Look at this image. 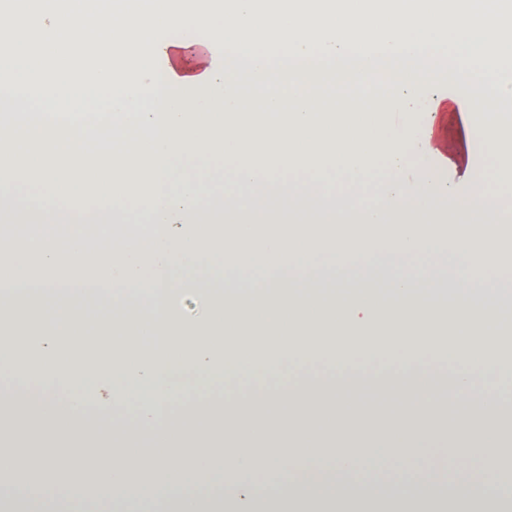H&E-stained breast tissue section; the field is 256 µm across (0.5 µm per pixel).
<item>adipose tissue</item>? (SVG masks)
I'll return each instance as SVG.
<instances>
[{"instance_id":"adipose-tissue-1","label":"adipose tissue","mask_w":512,"mask_h":512,"mask_svg":"<svg viewBox=\"0 0 512 512\" xmlns=\"http://www.w3.org/2000/svg\"><path fill=\"white\" fill-rule=\"evenodd\" d=\"M268 17L276 21L272 42ZM178 19L208 29V40L163 39ZM452 54L471 102L445 93L425 99ZM43 67L47 107L68 87L69 101H93L88 125L110 134L91 149L69 126L49 121L48 176L65 200L194 203L200 189L183 177L179 158L221 155L234 161V183L251 188L250 203L280 209L284 227L258 240L77 241L35 260L45 268L74 263L78 275L69 279H36L27 257L0 269L15 296L0 303V316L14 317L13 332L27 338L33 356L48 358L56 347L55 334L33 317L60 312L75 354H107L113 376L153 395L141 418L151 445L131 466L126 449L113 444L117 424L87 421L81 393L60 404L42 391H1L0 409L21 414L43 439V461L34 466L0 438V472L30 492L28 512H42L45 492L56 493V512H73L64 479L84 473L105 495L127 501L154 490L155 512H476L469 499L425 489L426 472L405 463L433 443L452 455L475 448L497 458L512 447V433L497 427L512 365L495 355L499 336L512 331V319L500 314L512 306V289L488 285L512 269V225L500 221V197L478 203L429 171L408 172L399 142L424 101L422 153L464 155L476 124L512 179V0H43ZM354 97L361 106L347 108ZM329 160L350 186L383 165L380 203L358 208L316 184L276 176L283 166L295 172ZM274 253L282 257L277 275L239 288L242 275L268 269ZM408 256L412 265L390 287H349L358 266ZM441 267L453 273L449 286L426 287ZM326 278L331 287H321ZM187 289L208 293L203 317L191 323L169 310ZM442 335L458 367L450 390L485 405L482 431L466 429L455 409L426 406L432 376L421 359ZM327 339L338 370L331 382L268 378L276 354L298 368ZM381 339L398 366L366 378L355 360L374 354ZM182 370L228 387L248 375L253 384L201 405L202 423L189 430L161 418L183 395ZM366 383L387 387L400 403L385 427L374 425V404L345 395ZM380 454L410 495L342 488L338 473ZM205 461L235 479L222 494L188 495ZM260 470L278 482L264 504L251 481Z\"/></svg>"}]
</instances>
